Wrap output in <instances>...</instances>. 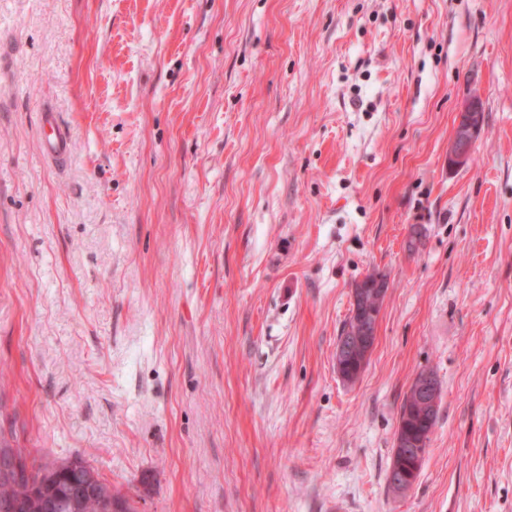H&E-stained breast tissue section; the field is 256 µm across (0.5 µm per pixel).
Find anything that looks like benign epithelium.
<instances>
[{"instance_id":"1","label":"benign epithelium","mask_w":512,"mask_h":512,"mask_svg":"<svg viewBox=\"0 0 512 512\" xmlns=\"http://www.w3.org/2000/svg\"><path fill=\"white\" fill-rule=\"evenodd\" d=\"M484 122V111L479 96L474 93L464 98L460 102L455 131L448 144V166L462 167L469 163L472 147L483 131ZM386 291L387 282L380 272L375 273L371 280H361L358 286L353 288L352 315L357 320L358 329L355 331V336L344 338L339 342L335 358L337 368H342L343 361L360 349L367 354L370 353L376 338L380 315L378 309L382 306L379 298L386 295ZM411 389L419 417L422 423L427 425L439 408L440 384L433 373L423 371L415 376ZM426 451V434L398 432L394 464L395 471L399 473L398 480L394 481L397 491L405 492L414 485L419 467L424 463ZM61 472L60 464H50L40 474L37 483L32 486L35 506L41 512H54L58 507V500L48 487L58 479ZM18 473L15 450L1 447L0 484L13 483L18 478ZM100 487L101 483L96 473L89 468L85 469L81 472L80 480L73 484L69 507L77 512L82 499L89 494L98 493Z\"/></svg>"}]
</instances>
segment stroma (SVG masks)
Segmentation results:
<instances>
[{
    "label": "stroma",
    "instance_id": "1",
    "mask_svg": "<svg viewBox=\"0 0 512 512\" xmlns=\"http://www.w3.org/2000/svg\"><path fill=\"white\" fill-rule=\"evenodd\" d=\"M0 434L138 512H512V0H0ZM484 111L479 96L474 93L459 105L457 124L448 144V166L462 167L471 160L474 143L484 128ZM48 133L45 135V144L50 156L56 160L63 158L68 152V137L55 120L54 116L48 114L45 120ZM382 272H376L373 279H362L357 288L352 291V315L355 316L358 329L355 331L353 338H343L347 333V328H354L351 316L344 323L336 348V366L340 370L344 364L341 361L346 360L360 349H364L365 357L368 355L374 345L376 338L377 322L381 311V306L387 291V282L382 277ZM383 297L382 302L379 298ZM378 308V311L375 309ZM343 338V339H342ZM342 339V341H341ZM341 341V342H340ZM410 388L414 394V401L416 409L419 412V417L424 426H426L431 422L434 412L438 411L441 395L440 384L432 372L423 371L415 376ZM412 392L411 390L408 391L401 407L399 426L401 423L405 426H408L411 423L406 416L409 409L413 407L411 402V399L413 398ZM427 441L429 443L430 437H427ZM427 441L426 433L415 434L406 430L402 432L399 429L396 448H394L396 452L394 469L399 473L394 485L398 492H405L414 485L419 467L423 466L425 460ZM406 459H409V463ZM70 460L83 463L92 469L91 470L88 467H86L85 471L81 472L80 480L73 484V489H72V493L70 496L71 500L68 504L69 507L73 508V511H77L80 509L79 507L81 505L82 499L86 495L97 494L99 492L101 483H100L96 473L104 481L107 489H110L111 491H113V493L119 498L125 497L124 495L120 494V492L112 490V485L109 484L106 480H104L99 475V473L81 455L75 454V455H72L71 457L62 459L60 461H70ZM93 469L96 471V473L93 471Z\"/></svg>",
    "mask_w": 512,
    "mask_h": 512
}]
</instances>
